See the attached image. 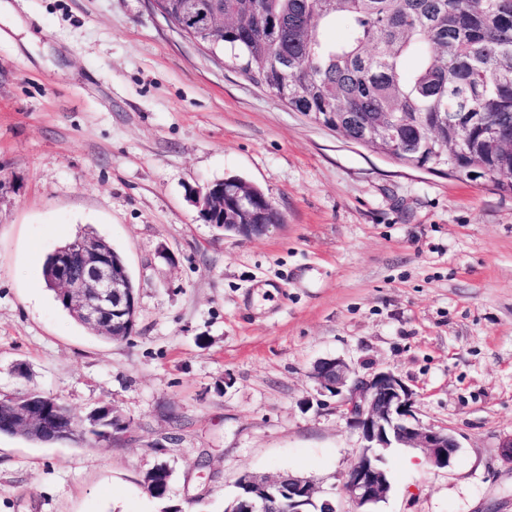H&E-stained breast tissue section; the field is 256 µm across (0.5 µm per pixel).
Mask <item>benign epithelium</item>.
Here are the masks:
<instances>
[{"mask_svg": "<svg viewBox=\"0 0 512 512\" xmlns=\"http://www.w3.org/2000/svg\"><path fill=\"white\" fill-rule=\"evenodd\" d=\"M203 217L222 215L219 228L244 238L260 237L274 226L271 201L255 192L254 186L237 178L209 184L197 201ZM54 288L68 309L82 323L104 336L121 340L135 330L137 296L124 261L113 259L98 237H80L54 252ZM312 375L320 389L339 397L348 426L366 442L353 466L345 473L341 491L358 507L385 499L390 482L381 466L382 451L396 444L420 449L426 461L447 468L457 452L454 436L423 425L416 416L415 393L390 370L356 374L340 358L320 360ZM17 430L35 427L40 431L60 425L65 417L49 406H37L22 396L10 405ZM250 484L265 489V506L288 512H306L316 503L317 487L305 477L280 474L253 476Z\"/></svg>", "mask_w": 512, "mask_h": 512, "instance_id": "benign-epithelium-1", "label": "benign epithelium"}]
</instances>
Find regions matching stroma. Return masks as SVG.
I'll list each match as a JSON object with an SVG mask.
<instances>
[{"instance_id":"obj_1","label":"stroma","mask_w":512,"mask_h":512,"mask_svg":"<svg viewBox=\"0 0 512 512\" xmlns=\"http://www.w3.org/2000/svg\"><path fill=\"white\" fill-rule=\"evenodd\" d=\"M0 392L37 388L111 439L0 435V512H224L236 479L308 477L337 512L362 442L312 377L394 372L452 464L386 451L372 512H512V194L409 167L301 113L169 24L152 0H0ZM238 177L262 237L195 195ZM124 258L136 328L77 322L43 264L80 234ZM166 464V499L148 471ZM227 200H231L229 205ZM202 217L213 213L220 217L208 218L219 222L214 226L233 232L244 238L260 237L275 223V210L271 201L263 194L258 195L254 186L237 178H228L209 184L196 202ZM275 223V224H274ZM171 472L165 465H157L144 479L149 494L156 499H164L168 494Z\"/></svg>"}]
</instances>
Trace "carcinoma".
<instances>
[{"mask_svg": "<svg viewBox=\"0 0 512 512\" xmlns=\"http://www.w3.org/2000/svg\"><path fill=\"white\" fill-rule=\"evenodd\" d=\"M187 37L230 54L233 65L289 110L336 127L418 166L446 160L482 169L512 193V0H157ZM224 14V30L205 26ZM341 22L345 36L324 32ZM80 439L110 438L112 408L82 419L65 409ZM171 472L146 474L149 494H168Z\"/></svg>", "mask_w": 512, "mask_h": 512, "instance_id": "1", "label": "carcinoma"}]
</instances>
